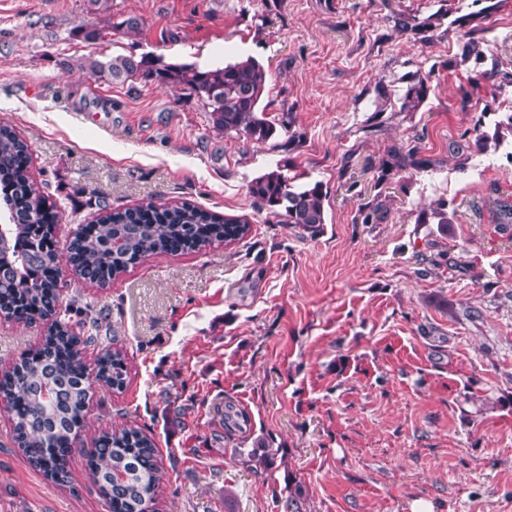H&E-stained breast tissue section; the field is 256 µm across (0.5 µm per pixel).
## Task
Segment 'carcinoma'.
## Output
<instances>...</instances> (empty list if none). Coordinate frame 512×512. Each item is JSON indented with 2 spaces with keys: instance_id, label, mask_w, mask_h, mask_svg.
<instances>
[{
  "instance_id": "obj_1",
  "label": "carcinoma",
  "mask_w": 512,
  "mask_h": 512,
  "mask_svg": "<svg viewBox=\"0 0 512 512\" xmlns=\"http://www.w3.org/2000/svg\"><path fill=\"white\" fill-rule=\"evenodd\" d=\"M86 66L99 80L112 84L129 79L179 88L195 96L209 112L217 132L236 133L250 141L266 142L277 135L276 123L263 106L268 83L265 67L246 57L215 69L195 64L167 63L163 57L145 54L117 55L103 60L90 57ZM27 144L7 125L0 126V186L25 202L18 213L6 206L13 252L5 276L0 277V296L32 313H41L53 298L56 252L44 248L48 229L45 212L53 209L28 169L14 165ZM417 148L388 150L377 167L376 181L384 182L394 171L421 168ZM300 175L285 163L250 181L248 193L259 206L285 223L304 230H317L326 223L327 192L320 183L300 184ZM152 218L137 220L138 211L114 212L100 218L96 233L75 245L104 281L122 273L127 259L164 253L168 243L181 239L195 248L231 237L240 240L250 232L242 217L221 218L194 205L149 203ZM42 246V260L33 272L19 261L33 244ZM80 342L61 325L49 329L37 350L21 355L12 373L0 378V400L12 412L13 438L30 464L56 481L67 478L73 441L84 429L85 411L92 383L84 379ZM98 381L120 389L127 372L120 353L104 343L97 363ZM90 470L100 495L112 512H156V490L165 480L150 437L137 428L123 427L101 434L89 449Z\"/></svg>"
}]
</instances>
